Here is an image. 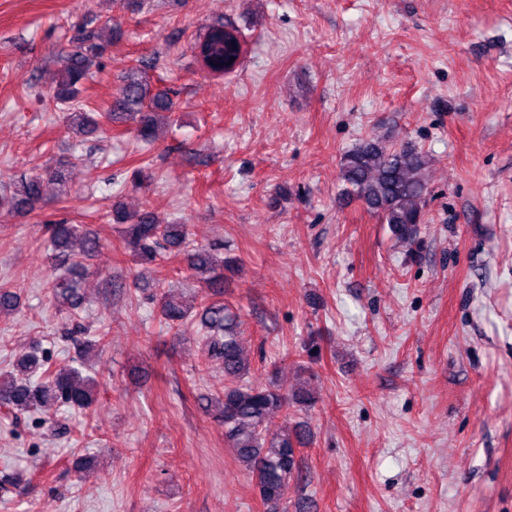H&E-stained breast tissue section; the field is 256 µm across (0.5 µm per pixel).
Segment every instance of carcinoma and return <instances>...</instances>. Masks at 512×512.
<instances>
[{
    "label": "carcinoma",
    "mask_w": 512,
    "mask_h": 512,
    "mask_svg": "<svg viewBox=\"0 0 512 512\" xmlns=\"http://www.w3.org/2000/svg\"><path fill=\"white\" fill-rule=\"evenodd\" d=\"M72 49L59 59V73L50 96L53 109L64 112L67 130L87 136L101 128L97 117L76 107L83 85L93 77V69L103 64L112 40H101L88 26L79 28L71 39ZM193 51L212 73L224 74L242 54L236 33L222 24L210 26L193 45ZM174 102L167 92L150 91L148 84L131 71L124 77L120 95L110 110L101 114L115 127H124L148 144L155 138L156 124L171 122ZM426 156L415 147L394 148L382 140L367 139L342 159L340 175L348 198L391 226L395 235L406 237L410 227L422 221L421 202L428 191ZM58 185V194H67L59 170L45 169L12 181L13 193L0 195V209L31 212L45 202V182ZM113 222L122 225L125 246L146 264L170 259L161 250H170L205 288L196 306H187L166 292L157 298L161 320L170 328L186 322L197 323L204 353L222 361L224 389L202 394L198 403L207 414L224 426V443L234 449L236 460L255 479L262 500L280 502L291 478L301 477L297 449L310 440L304 424L284 428L277 434L267 430L269 416L288 412L294 405L305 406L310 397L302 387L291 390L278 385L257 387L249 384L250 363L243 355L239 315L224 304V271L231 261L216 248L188 242L187 225L168 224L152 212L131 215L120 207L112 210ZM101 248V241L84 225L65 221L52 224L46 258L51 267L74 259L67 272L48 283L55 306L71 311L81 305L82 295L75 276L86 272L85 262ZM93 377L71 366L52 367L32 350L19 358L14 367L0 374V403L15 414L41 410L49 405L86 411L95 402Z\"/></svg>",
    "instance_id": "carcinoma-1"
}]
</instances>
